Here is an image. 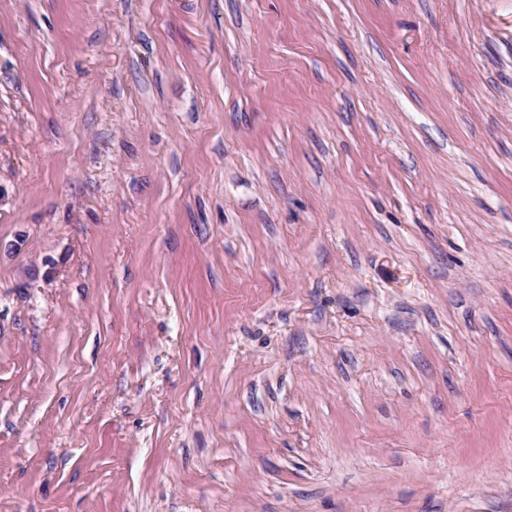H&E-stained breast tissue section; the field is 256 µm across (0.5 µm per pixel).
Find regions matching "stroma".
Here are the masks:
<instances>
[{"label": "stroma", "mask_w": 512, "mask_h": 512, "mask_svg": "<svg viewBox=\"0 0 512 512\" xmlns=\"http://www.w3.org/2000/svg\"><path fill=\"white\" fill-rule=\"evenodd\" d=\"M0 512H512V0H0Z\"/></svg>", "instance_id": "1"}]
</instances>
